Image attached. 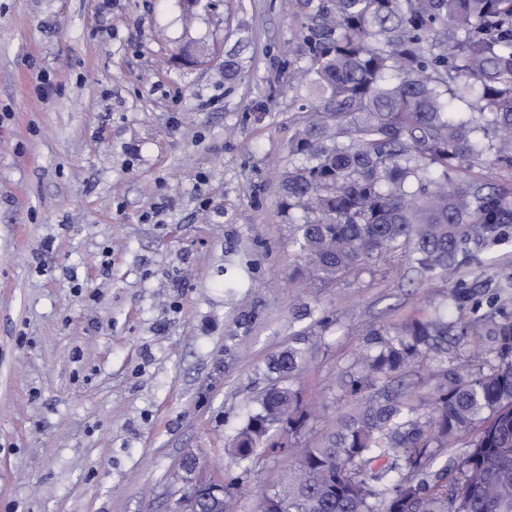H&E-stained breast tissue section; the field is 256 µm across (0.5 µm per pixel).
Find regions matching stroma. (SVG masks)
<instances>
[{
    "mask_svg": "<svg viewBox=\"0 0 512 512\" xmlns=\"http://www.w3.org/2000/svg\"><path fill=\"white\" fill-rule=\"evenodd\" d=\"M300 41L291 0H0V512H171L190 454L239 476L225 443L314 302L331 322L299 386L321 411L295 445L317 443L352 403L356 328L445 293L400 252L292 282ZM285 462L257 456L239 512Z\"/></svg>",
    "mask_w": 512,
    "mask_h": 512,
    "instance_id": "obj_1",
    "label": "stroma"
}]
</instances>
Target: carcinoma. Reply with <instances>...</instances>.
Instances as JSON below:
<instances>
[{"label": "carcinoma", "mask_w": 512, "mask_h": 512, "mask_svg": "<svg viewBox=\"0 0 512 512\" xmlns=\"http://www.w3.org/2000/svg\"><path fill=\"white\" fill-rule=\"evenodd\" d=\"M291 2L288 89L310 95L280 174L294 261L335 280L402 250L416 287L456 278L424 315L361 330L338 381L354 406L257 512H512V271L493 257L512 240V0ZM298 335L225 449L245 473L316 413L298 380L318 337ZM425 363L417 394L403 375Z\"/></svg>", "instance_id": "1"}]
</instances>
